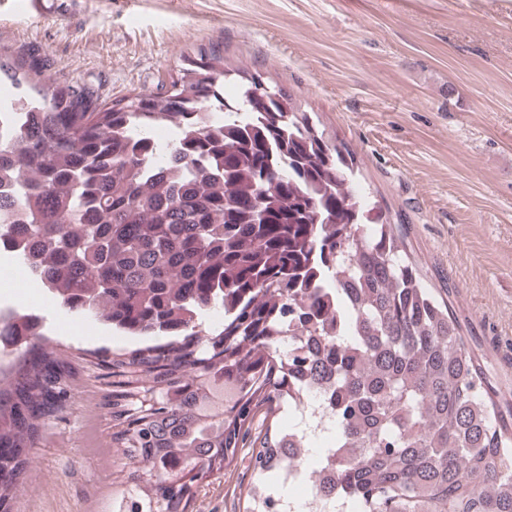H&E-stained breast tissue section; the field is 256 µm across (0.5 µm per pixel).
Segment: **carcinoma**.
I'll return each instance as SVG.
<instances>
[{
  "instance_id": "cac0c4a2",
  "label": "carcinoma",
  "mask_w": 512,
  "mask_h": 512,
  "mask_svg": "<svg viewBox=\"0 0 512 512\" xmlns=\"http://www.w3.org/2000/svg\"><path fill=\"white\" fill-rule=\"evenodd\" d=\"M47 61L0 46V83L29 115L0 139V169L28 180L0 197V240L37 250L35 271L69 312L155 343L97 352L112 368V447L134 488L119 512H188L204 481L251 449L244 512H275L292 465L278 415L287 366L334 378L338 512H512V403L469 346L445 295L426 284L398 226L354 189L347 142L317 127L290 93L243 71L224 100V45L180 56L169 79L108 104ZM224 127L140 141L195 112ZM259 117L247 126L251 114ZM206 311L224 326L196 331ZM0 448L21 456L62 411L71 370L35 315L0 310ZM230 384L218 408L210 387ZM20 476L0 474V499Z\"/></svg>"
}]
</instances>
